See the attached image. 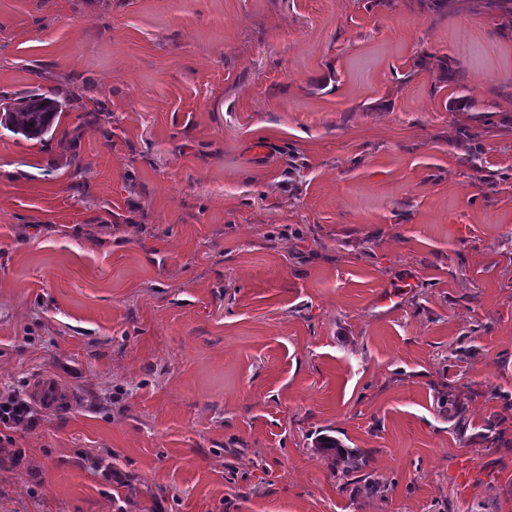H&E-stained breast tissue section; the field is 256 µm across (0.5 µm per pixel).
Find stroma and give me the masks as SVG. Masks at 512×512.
<instances>
[{"instance_id": "stroma-1", "label": "stroma", "mask_w": 512, "mask_h": 512, "mask_svg": "<svg viewBox=\"0 0 512 512\" xmlns=\"http://www.w3.org/2000/svg\"><path fill=\"white\" fill-rule=\"evenodd\" d=\"M33 90L0 393L73 401L0 425V512H512V18L0 0V108ZM5 108L0 125L27 139H41L51 128L59 110L58 102L46 93L33 92L15 99ZM317 448L326 452H335L339 457V460L347 464V469L343 470L344 476H349L353 472H358L361 468L359 463V455L355 452H349L343 449L336 440V438L330 436H323L318 439Z\"/></svg>"}]
</instances>
